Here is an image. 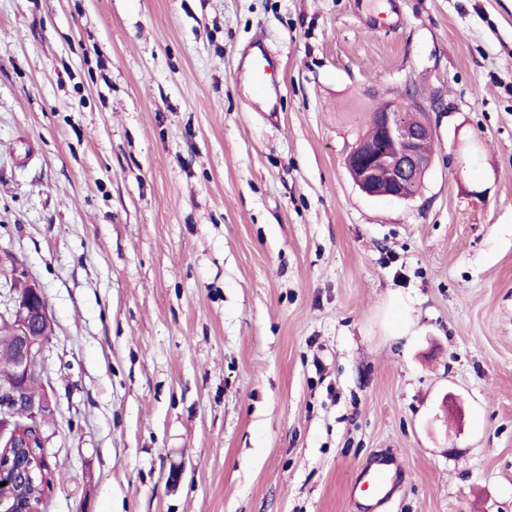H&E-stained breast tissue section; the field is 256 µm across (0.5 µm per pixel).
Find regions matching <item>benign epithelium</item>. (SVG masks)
<instances>
[{"label":"benign epithelium","instance_id":"obj_1","mask_svg":"<svg viewBox=\"0 0 512 512\" xmlns=\"http://www.w3.org/2000/svg\"><path fill=\"white\" fill-rule=\"evenodd\" d=\"M425 108L413 96L388 101L376 112L377 138L392 142L387 155L376 152L375 141H360L346 155V169L353 183L365 194L374 197L407 199V190L419 185L431 160L422 145L432 137V127L423 117L415 126L404 123V113L423 112ZM14 336L11 378H0V457L8 453L26 429L40 440L38 460H47V438L43 425L51 412L44 389L32 387L42 376L41 353L52 328L51 317L41 289L25 279L19 269L13 272L11 288ZM35 480L32 465L22 462L12 466L0 464V483L12 481L26 486ZM0 512H38L31 503L11 500L1 493Z\"/></svg>","mask_w":512,"mask_h":512}]
</instances>
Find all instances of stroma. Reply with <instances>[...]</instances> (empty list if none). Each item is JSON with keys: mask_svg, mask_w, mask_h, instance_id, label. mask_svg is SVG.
<instances>
[{"mask_svg": "<svg viewBox=\"0 0 512 512\" xmlns=\"http://www.w3.org/2000/svg\"><path fill=\"white\" fill-rule=\"evenodd\" d=\"M0 318L42 290L39 512H512V0H0ZM263 36L278 112L238 76ZM413 93L409 199L344 158ZM396 491V471L393 463L384 458L367 465L352 487V493L362 498L367 507L377 508Z\"/></svg>", "mask_w": 512, "mask_h": 512, "instance_id": "35a3bbf8", "label": "stroma"}]
</instances>
